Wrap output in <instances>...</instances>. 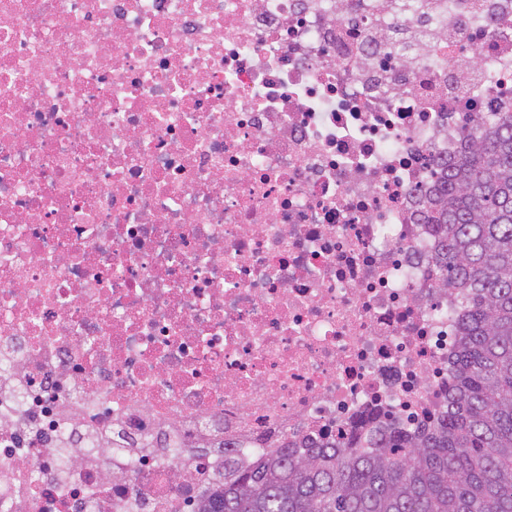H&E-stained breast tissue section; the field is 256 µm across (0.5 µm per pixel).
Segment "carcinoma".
Here are the masks:
<instances>
[{
	"label": "carcinoma",
	"mask_w": 512,
	"mask_h": 512,
	"mask_svg": "<svg viewBox=\"0 0 512 512\" xmlns=\"http://www.w3.org/2000/svg\"><path fill=\"white\" fill-rule=\"evenodd\" d=\"M464 141L430 215L438 278L466 313L453 412L414 437L226 470L200 512H512V112L472 123Z\"/></svg>",
	"instance_id": "cac0c4a2"
}]
</instances>
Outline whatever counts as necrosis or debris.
Listing matches in <instances>:
<instances>
[{"label":"necrosis or debris","mask_w":512,"mask_h":512,"mask_svg":"<svg viewBox=\"0 0 512 512\" xmlns=\"http://www.w3.org/2000/svg\"><path fill=\"white\" fill-rule=\"evenodd\" d=\"M0 0V512H198L448 410L427 216L512 0Z\"/></svg>","instance_id":"1"}]
</instances>
